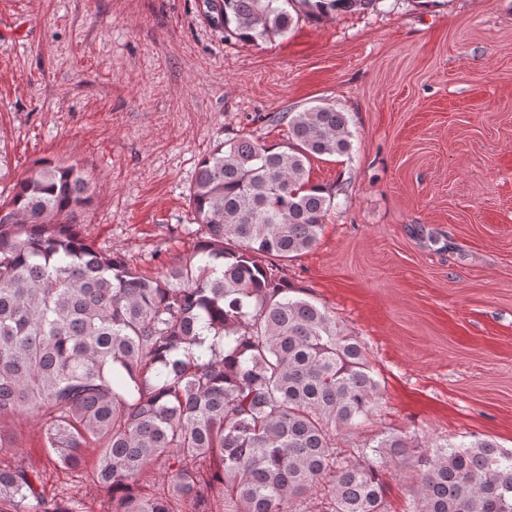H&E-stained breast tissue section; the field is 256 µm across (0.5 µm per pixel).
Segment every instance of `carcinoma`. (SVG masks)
<instances>
[{"label": "carcinoma", "mask_w": 512, "mask_h": 512, "mask_svg": "<svg viewBox=\"0 0 512 512\" xmlns=\"http://www.w3.org/2000/svg\"><path fill=\"white\" fill-rule=\"evenodd\" d=\"M377 0H202L224 39L286 37L289 8L320 18ZM287 139L231 138L201 159L189 195L194 255L146 278L81 234L80 165L41 162L0 204V423L42 422L43 448L76 473L97 449L107 512H391L384 471L413 467L407 512H512V449L446 439L421 449L381 433L349 455L341 432L373 414L380 383L361 342L325 307L291 295L271 258L315 246L336 195L310 180L347 155L345 112H284ZM157 467L167 492L140 481ZM0 512H85L43 473L0 466Z\"/></svg>", "instance_id": "cac0c4a2"}]
</instances>
